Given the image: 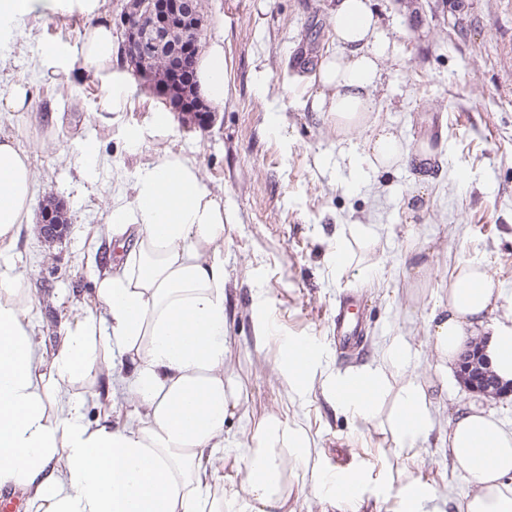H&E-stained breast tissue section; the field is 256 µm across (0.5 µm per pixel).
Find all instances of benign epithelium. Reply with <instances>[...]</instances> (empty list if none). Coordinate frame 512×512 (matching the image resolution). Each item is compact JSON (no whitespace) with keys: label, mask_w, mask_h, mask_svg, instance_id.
I'll list each match as a JSON object with an SVG mask.
<instances>
[{"label":"benign epithelium","mask_w":512,"mask_h":512,"mask_svg":"<svg viewBox=\"0 0 512 512\" xmlns=\"http://www.w3.org/2000/svg\"><path fill=\"white\" fill-rule=\"evenodd\" d=\"M118 28L123 37V54L128 66L140 72V60L158 51L167 53L173 85L161 90L173 111H182L176 97L183 75L194 70L204 36L206 20L195 0H129L119 16ZM42 233L48 239L63 236L66 225L53 221L52 209L41 215ZM459 377L470 390L507 397L512 383L504 384L491 370L483 345L470 344L459 364Z\"/></svg>","instance_id":"obj_1"}]
</instances>
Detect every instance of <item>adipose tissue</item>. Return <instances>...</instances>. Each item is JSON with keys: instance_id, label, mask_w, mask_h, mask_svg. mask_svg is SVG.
Listing matches in <instances>:
<instances>
[{"instance_id": "ef3b65f1", "label": "adipose tissue", "mask_w": 512, "mask_h": 512, "mask_svg": "<svg viewBox=\"0 0 512 512\" xmlns=\"http://www.w3.org/2000/svg\"><path fill=\"white\" fill-rule=\"evenodd\" d=\"M106 0H0V34L32 21L79 14L88 25L76 54L43 45L46 73L80 63L100 80L103 105L125 111L133 79ZM335 56L321 63L313 107L337 128L368 127L372 135L354 165L416 168L428 188L441 163L429 144L405 147L391 126L377 124L371 91L382 79L389 47L371 0H335ZM196 90L223 105L228 91L224 44L212 42L196 62ZM36 179L29 152L0 135V255L11 251L21 225L32 223ZM119 252L95 283L81 318L61 323L60 344L45 355L32 338L35 299L27 277L0 272V488L20 487L34 512H224L212 480L224 445V424L241 392L225 372L224 200L204 181L195 158L163 148L134 177L130 198H116L108 217ZM500 295L481 265H457L447 300L434 311L430 343L443 373L457 368L472 336L490 328L486 353L493 371L512 381V326H488ZM109 354L136 400L133 421L88 422L64 384L90 376ZM350 397L337 409L364 421L378 418L387 395L381 369L347 375ZM433 400L408 382L386 419L396 449L414 448L428 430ZM244 491L250 512H285L288 464L309 467L314 491L344 500L342 480L312 467L311 444L275 414L246 441ZM445 452L473 489L449 499L448 512H512V430L478 408L448 424Z\"/></svg>"}]
</instances>
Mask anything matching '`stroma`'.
I'll return each mask as SVG.
<instances>
[{
	"label": "stroma",
	"mask_w": 512,
	"mask_h": 512,
	"mask_svg": "<svg viewBox=\"0 0 512 512\" xmlns=\"http://www.w3.org/2000/svg\"><path fill=\"white\" fill-rule=\"evenodd\" d=\"M390 46L373 92L378 119L408 147L427 142L442 165L416 211L414 167L367 171L353 183L350 160L371 134L342 135L311 108L320 63L336 51L331 0H204L208 40L224 42L229 92L208 128L178 122L175 135L147 132L162 100L137 83L134 104L107 111L97 78L74 64L53 82L36 65L45 42L76 50L86 24L65 17L15 34L0 79H25L32 109L0 117V134L29 150L38 182L33 209L47 196L66 203L69 228L44 238L40 225L22 227L0 269L25 274L38 301L36 339L53 350L58 325L81 314L111 234L113 173L133 180L156 150L195 156L204 180L224 199V313L229 373L247 400L226 422V446L216 455L225 512H250L241 455L248 433L267 414L302 428L320 467L357 476L355 512H399L400 490L416 482L435 505L472 491L440 447L449 419L476 406L512 430V397L491 398L444 379L429 341L430 318L461 261L484 266L501 295L492 320L512 322V0H372ZM144 129L137 152L125 148L129 128ZM98 146L96 191L78 172L72 141ZM364 227L372 242L356 262L336 267V249ZM424 250L428 275L416 281L407 258ZM356 291L366 342L339 358L331 311ZM275 336H268V329ZM314 337V372L291 387L279 366V337ZM400 338L409 366L387 368L391 388L408 380L439 389L433 428L413 450L397 453L379 422L338 410V378L381 365L383 347ZM290 512H339L316 495L296 466L288 468Z\"/></svg>",
	"instance_id": "1"
}]
</instances>
